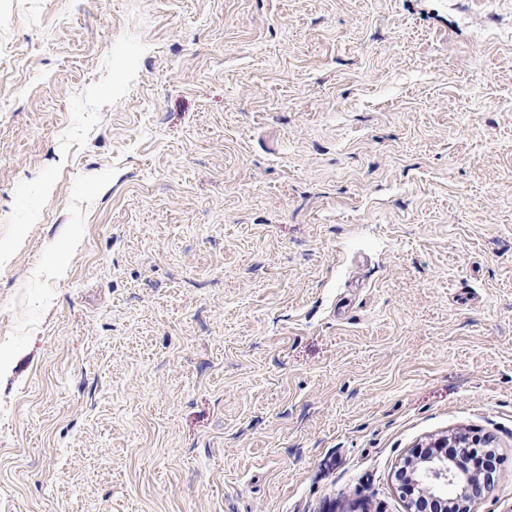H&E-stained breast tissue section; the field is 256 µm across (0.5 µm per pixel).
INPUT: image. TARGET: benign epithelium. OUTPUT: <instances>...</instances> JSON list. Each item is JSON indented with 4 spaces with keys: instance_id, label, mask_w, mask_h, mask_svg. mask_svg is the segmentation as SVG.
<instances>
[{
    "instance_id": "obj_1",
    "label": "benign epithelium",
    "mask_w": 512,
    "mask_h": 512,
    "mask_svg": "<svg viewBox=\"0 0 512 512\" xmlns=\"http://www.w3.org/2000/svg\"><path fill=\"white\" fill-rule=\"evenodd\" d=\"M496 457L487 438L456 433L434 444L395 472L406 512H472L494 481L493 469L472 467L476 459Z\"/></svg>"
}]
</instances>
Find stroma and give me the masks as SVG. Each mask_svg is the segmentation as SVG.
Returning <instances> with one entry per match:
<instances>
[{
	"instance_id": "1",
	"label": "stroma",
	"mask_w": 512,
	"mask_h": 512,
	"mask_svg": "<svg viewBox=\"0 0 512 512\" xmlns=\"http://www.w3.org/2000/svg\"><path fill=\"white\" fill-rule=\"evenodd\" d=\"M512 512V0H0V512ZM460 448L457 456L431 448ZM496 448L487 438L455 433L430 446L412 460L407 459L395 472L398 488L406 502V512H471L476 500L494 481L493 468L469 465L476 459H496ZM448 486L453 493L448 495Z\"/></svg>"
}]
</instances>
